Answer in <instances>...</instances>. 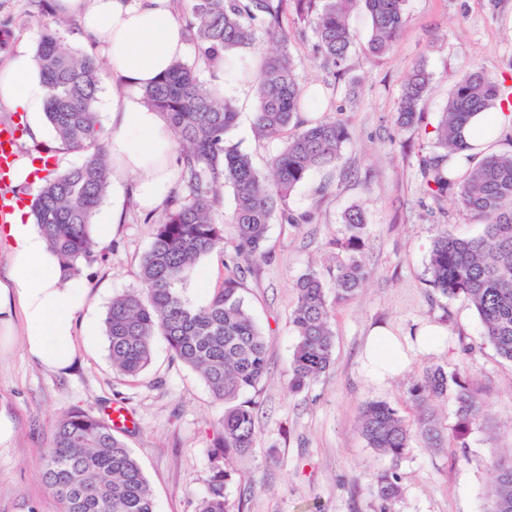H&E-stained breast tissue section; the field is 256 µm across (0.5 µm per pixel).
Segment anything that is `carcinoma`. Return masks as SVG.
Returning a JSON list of instances; mask_svg holds the SVG:
<instances>
[{"instance_id":"obj_1","label":"carcinoma","mask_w":512,"mask_h":512,"mask_svg":"<svg viewBox=\"0 0 512 512\" xmlns=\"http://www.w3.org/2000/svg\"><path fill=\"white\" fill-rule=\"evenodd\" d=\"M406 0H193L185 24L197 61H176L154 85L141 90L142 102L158 112L179 147L180 184L168 197L152 240L141 260L146 292L112 299L104 325L112 368L135 379L151 360V343L161 336L174 358L196 371L215 400L224 403L222 432L210 456L208 489L197 512H235L227 488L229 459L256 447L255 415L260 384L267 373L269 340L244 305L242 269L267 259L269 224L308 222L288 200L311 172L336 164L349 139L347 124L336 116L302 118L307 89L291 53L296 33L311 14L315 47L333 69H345L356 34L349 16L360 10L369 21L368 52L391 49L404 25ZM46 19L35 57L48 91L45 116L59 149L84 153L83 162L43 177L31 203L33 222L58 255L64 269L78 276L105 258L92 236L93 218L111 183L112 166L98 103L108 72L88 55L63 44L70 26L54 0H26ZM275 52L260 56L252 79L256 100L254 132L261 140H281L267 171L248 153L225 144L238 121L232 100L200 79L199 69L237 68L238 55L260 42ZM430 74L421 66L406 74L396 123L410 128L419 120ZM512 91L503 82L470 66L452 80L448 102L427 133L433 150L420 160L425 190L440 205L453 197L459 210L483 225L481 235L462 238L443 228L433 241L427 283L445 298L463 297L474 307L485 341L512 363V151L468 153L461 130L477 112L509 111ZM234 206L222 213L224 186ZM346 236L336 241L343 258L336 264V299L354 295L369 276L362 259L367 228L362 209L343 215ZM229 228L230 236L224 235ZM233 253L224 278L209 300L193 305L183 294L189 271L201 257ZM297 301L289 321L297 336L288 364V388L299 393L329 372L335 332L331 306L319 273L309 269L295 282ZM250 398H244L246 394ZM451 395L455 425H442L434 400ZM409 395L418 408L410 424L387 401L366 402L359 432L372 450L390 457L394 467L376 475L380 512L399 494L397 464L414 438L426 448L448 447L485 419L486 402L458 371L425 367ZM119 429L109 419L79 408L62 415L50 448L44 451L43 478L62 505L61 512H154L150 486ZM489 512H512V457L492 456Z\"/></svg>"}]
</instances>
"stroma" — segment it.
Returning a JSON list of instances; mask_svg holds the SVG:
<instances>
[{
  "mask_svg": "<svg viewBox=\"0 0 512 512\" xmlns=\"http://www.w3.org/2000/svg\"><path fill=\"white\" fill-rule=\"evenodd\" d=\"M0 22L13 31L9 52L0 53L3 68L15 53L34 52L45 19L25 9L22 0H0ZM350 25L357 43L343 76L324 68L312 25H305V38L292 48L300 76L331 100L327 113L342 116L350 139L339 164L311 173L288 201L295 212L311 213V222L270 224L268 260L244 273V303L269 339L268 373L259 396V442L249 455L233 459L236 476L229 497L239 512H379L374 475L390 461L367 448L358 430L360 409L366 401L384 400L413 419L410 387L423 367L442 365L458 369L482 391L488 419L439 452L412 441L398 467L401 494L390 512H486L488 459L494 453L512 456V363L483 341L479 318L467 300L440 297L426 282L428 254L441 227L461 237L477 236L482 227L456 207L444 214L437 210L424 189L419 163L431 150L424 130L436 125L455 74L471 64L498 79L512 74V0H406L401 34L379 56L364 49L366 15H351ZM419 64L431 75L420 124L401 129L394 115L402 81ZM200 78L223 85L239 108L227 145L264 165L280 144L258 140L254 133L251 84L222 81L208 69ZM353 206L367 215L363 258L371 276L354 297L333 304L334 364L296 395L288 389L296 344L288 323L296 301L293 285L310 268L331 283L332 244L345 236L342 215ZM161 212L158 206L141 207L129 187H109L94 221L111 224L112 253L77 280L86 297L83 318L103 325L113 296L141 288L140 258L151 242L145 217ZM225 260V254L215 252L197 262L184 285L189 301L207 302L224 277ZM430 323L444 326L447 334L441 344L419 350L412 337ZM378 326L400 339L409 359L383 382L369 376L364 362ZM115 405L126 407L135 419L121 436L149 483L154 512H196L206 492L208 452L223 404L199 374L173 359L160 337L153 341L150 365L137 379L118 375L102 333L92 342L77 337L74 361L63 371L37 363L20 340L0 348V413L14 424L12 436L0 441V512H60L42 466L57 419L74 408L105 417Z\"/></svg>",
  "mask_w": 512,
  "mask_h": 512,
  "instance_id": "35a3bbf8",
  "label": "stroma"
}]
</instances>
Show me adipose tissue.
Masks as SVG:
<instances>
[{
	"instance_id": "1",
	"label": "adipose tissue",
	"mask_w": 512,
	"mask_h": 512,
	"mask_svg": "<svg viewBox=\"0 0 512 512\" xmlns=\"http://www.w3.org/2000/svg\"><path fill=\"white\" fill-rule=\"evenodd\" d=\"M60 13L78 16L80 34L103 44L113 77L135 88L154 82L183 57L186 36L167 6L168 0H60ZM112 123V177H135V194L146 207L158 205L170 178L167 158L174 147L169 129L141 100L121 98ZM0 101L39 114L47 107L45 86L34 55L21 54L0 70ZM11 264L0 279V330H20L27 353L43 367L68 368L75 356V336L94 339L92 324H78L85 297L65 278L57 258L34 228L27 208L16 210L5 225ZM371 375L391 377L406 364L399 342L375 330L367 354Z\"/></svg>"
}]
</instances>
